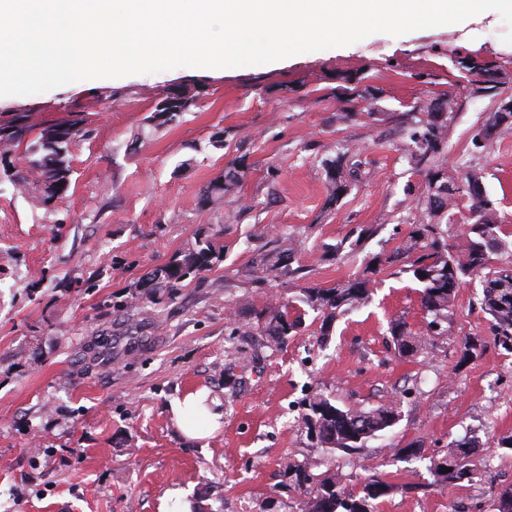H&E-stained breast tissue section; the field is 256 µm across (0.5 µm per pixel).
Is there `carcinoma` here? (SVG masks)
Wrapping results in <instances>:
<instances>
[{
    "label": "carcinoma",
    "mask_w": 512,
    "mask_h": 512,
    "mask_svg": "<svg viewBox=\"0 0 512 512\" xmlns=\"http://www.w3.org/2000/svg\"><path fill=\"white\" fill-rule=\"evenodd\" d=\"M166 97L177 100V112L167 118L169 122L174 121L179 113L187 111L193 104V96L187 90L170 92ZM430 116L434 120L426 121L409 134L418 164L430 162L444 138V126L435 120L437 113L432 112ZM56 128L57 125L53 124L41 129L37 138L43 154L38 160L39 176L36 183L39 191L45 195L63 188L60 178L49 168L50 164L57 162L59 152L56 147L45 142L50 132ZM473 178H478V175H466L465 182L453 188L441 185L438 193L428 200V209L435 212L447 208L462 197L467 198L469 212L475 221L459 225L457 236L460 243L457 246L448 247V243L443 240L444 231L441 230V225L422 223L415 226L407 244L387 258V261L392 263L401 257L416 255L409 271L422 284V306L434 317L428 323L430 328L437 325L435 319L448 317L456 289L465 279L473 276L480 278L481 305L483 311L491 317L494 338L503 347L512 350V261L490 268L484 260V254H495L501 250L502 225L498 224L494 203L473 187ZM237 183L238 178L234 172H225L209 184L207 203L214 204L224 200V195L232 191ZM214 258L212 242L198 239L193 246L157 267L147 278L146 287L168 288L173 291L184 280L195 278L209 270ZM367 284L366 280L355 279L332 288H305L299 301L326 314L325 320L328 321L336 317V312L343 307L353 309L364 304L369 298ZM262 316L265 317V334L280 344L285 342L298 325V320H288L286 304L283 305V310H271L262 313ZM392 335L401 353L425 342L424 337L412 334L401 321L393 324ZM307 410L305 421L310 433L325 447L346 453L357 452L369 438L397 422V414L391 406L381 405L369 411L343 410L322 394L312 396ZM443 466L447 467V471H441ZM288 472L296 476L300 485L315 482L313 490L303 501L301 512H373L369 501L378 500L391 490V485L376 475L364 482L362 495L358 496L345 492L334 474L326 472L312 475L301 468H290ZM434 472L444 480H462L469 475L465 466L448 459L436 463Z\"/></svg>",
    "instance_id": "carcinoma-1"
}]
</instances>
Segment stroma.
I'll return each mask as SVG.
<instances>
[{
	"label": "stroma",
	"instance_id": "1",
	"mask_svg": "<svg viewBox=\"0 0 512 512\" xmlns=\"http://www.w3.org/2000/svg\"><path fill=\"white\" fill-rule=\"evenodd\" d=\"M505 30L489 11L206 77L172 69L0 98V127L84 119L59 198L0 178V512H300L290 465L335 471L352 493L380 477L392 489L377 512H493L512 486V351L494 342L475 280L427 348L398 354L393 321L421 333L431 316L389 257L422 218L470 223L460 204L426 211L430 179L470 172L512 254V119L474 144L512 100ZM473 62L495 69L494 88ZM175 86L198 89L194 105L154 125ZM445 101L441 152L416 165L408 134ZM333 158L348 186L334 201ZM228 167L239 184L204 203ZM200 237L216 251L208 271L174 292L141 287ZM365 275L368 302L332 321L299 301ZM242 302L251 315L287 305L299 325L281 345L248 335L229 317ZM200 391L223 416L192 438L173 406ZM318 392L344 410L396 403L398 421L359 454L323 447L305 423ZM450 457L469 478L437 481Z\"/></svg>",
	"mask_w": 512,
	"mask_h": 512
}]
</instances>
